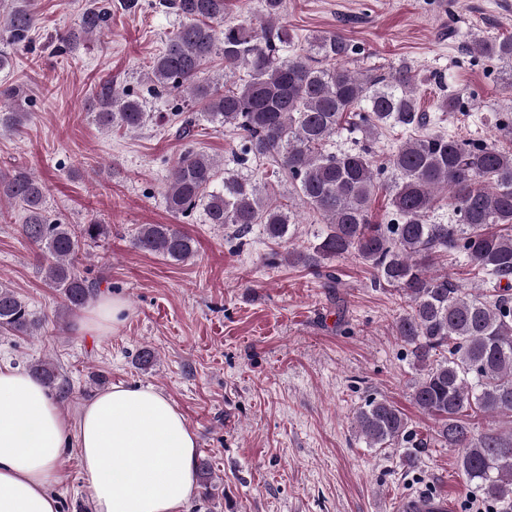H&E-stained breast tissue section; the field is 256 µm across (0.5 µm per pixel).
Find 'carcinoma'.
<instances>
[{
    "label": "carcinoma",
    "mask_w": 512,
    "mask_h": 512,
    "mask_svg": "<svg viewBox=\"0 0 512 512\" xmlns=\"http://www.w3.org/2000/svg\"><path fill=\"white\" fill-rule=\"evenodd\" d=\"M284 4L260 0L256 22L245 25L229 18V0H163L181 23L152 61L151 92L188 98L191 115L175 114L179 136L191 139L201 119L231 128L239 139L238 165L272 159L297 199L322 217L318 243L309 252H289L288 260L319 272L327 261L353 254L372 268L374 287H391L403 300L395 330L419 371L411 399L435 421V430L413 439L405 414L371 397L354 413L369 447L413 441L417 448H453L469 491L512 512V427L492 426L512 418V148L436 130L443 115L458 110V99L444 94L436 113L421 110L418 76L405 63L361 79L345 66L356 47L335 33L309 37L306 54L296 53L288 32L269 28ZM111 15V3L92 4L77 27L57 35V49L64 52L101 33ZM36 24L30 0H0V42L26 47ZM470 50L494 61L512 89V37L476 36ZM216 57L224 59L225 72L242 68L246 78L227 90L202 80L204 66ZM93 101L101 130L137 131L151 119L139 98L110 79L95 90ZM25 105L21 89H0V128L24 126L30 115ZM395 128L405 138L374 164L376 134ZM344 129L360 134L361 141L337 153L331 144ZM381 189L389 193L391 217L375 224L371 209ZM439 192L452 211L451 224L432 221ZM47 194L46 184L24 169L0 174V200L21 207V233L40 251L45 281L75 311L99 291V281L80 271V255L107 235L108 225L95 219L62 223L49 214ZM165 201L178 217L200 210L205 223L231 225L240 235L260 224L274 242L299 223L296 205L277 204L252 178L191 147L175 162ZM133 245L173 261L194 254L193 240L174 224L142 225ZM450 257L463 258L492 287H462L440 266ZM40 325L25 301L0 283V335L36 336ZM29 370L67 396L49 364H31ZM480 413L491 425L478 433L474 418ZM196 478L201 493L212 495L207 460L197 461Z\"/></svg>",
    "instance_id": "obj_1"
}]
</instances>
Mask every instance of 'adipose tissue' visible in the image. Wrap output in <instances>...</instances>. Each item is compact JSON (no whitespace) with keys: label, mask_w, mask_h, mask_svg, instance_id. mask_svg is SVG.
I'll return each mask as SVG.
<instances>
[{"label":"adipose tissue","mask_w":512,"mask_h":512,"mask_svg":"<svg viewBox=\"0 0 512 512\" xmlns=\"http://www.w3.org/2000/svg\"><path fill=\"white\" fill-rule=\"evenodd\" d=\"M125 303L103 294L81 331L116 328ZM80 451L93 512H186L195 490L196 436L151 386L115 384L69 419L43 383L0 366V512H60L57 460L68 439Z\"/></svg>","instance_id":"ef3b65f1"}]
</instances>
